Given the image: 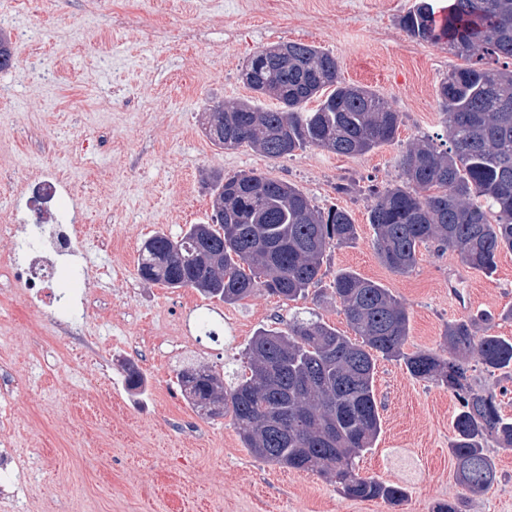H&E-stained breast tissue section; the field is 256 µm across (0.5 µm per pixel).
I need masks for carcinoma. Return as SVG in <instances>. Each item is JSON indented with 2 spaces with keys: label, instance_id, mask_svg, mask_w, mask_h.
Returning <instances> with one entry per match:
<instances>
[{
  "label": "carcinoma",
  "instance_id": "cac0c4a2",
  "mask_svg": "<svg viewBox=\"0 0 512 512\" xmlns=\"http://www.w3.org/2000/svg\"><path fill=\"white\" fill-rule=\"evenodd\" d=\"M400 25L412 38L448 45L466 64L437 90L445 143L426 137L412 144L401 159L402 183L372 192L377 254L390 271L406 274L419 247L431 244L490 274L498 254L512 251V0H454L439 21L433 5L418 0ZM241 76L258 98L217 104L206 116V135L226 149L246 144L271 159L308 146L364 155L394 141L401 123L379 93L346 82L336 56L313 45L290 42L278 61L257 50ZM270 96L279 105L260 106ZM313 100L316 107L307 108ZM211 180L209 221L176 239L148 238L138 262L143 280L226 303L259 290L295 301L320 280L326 253L357 238L347 211L323 210L264 172ZM332 294L357 339L317 319L263 329L248 347L250 375L228 390L212 371L184 368V397L209 416L231 415L256 458L315 471L352 499L398 505L405 490L360 474L356 459L380 431L376 358L401 360L413 378L446 386L458 400L450 442L458 483L470 496L485 494L497 481L489 448L512 449V417L470 372H511L512 339L478 334L482 319L467 316L444 330L448 359L430 350L407 354L409 315L388 289L340 270Z\"/></svg>",
  "mask_w": 512,
  "mask_h": 512
}]
</instances>
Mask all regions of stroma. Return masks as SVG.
<instances>
[{"label":"stroma","instance_id":"obj_1","mask_svg":"<svg viewBox=\"0 0 512 512\" xmlns=\"http://www.w3.org/2000/svg\"><path fill=\"white\" fill-rule=\"evenodd\" d=\"M415 0H0V33L11 67L0 71V254L17 252L29 221L10 186L52 175L55 208L86 225L81 244L91 300L77 336L52 337L47 311L0 277V450L27 478L0 484V512H434L455 498L449 450L459 404L446 387L413 379L402 362L377 358L381 428L358 461L361 474L406 491L401 505L345 497L318 473L254 457L231 416L206 417L184 399L186 365L233 387L246 348L262 328L294 316L350 328L332 296L338 270L374 281L409 314L405 352H441L447 324L488 318L512 338V251L494 273L461 265L456 253L421 247L411 272H391L374 249L371 189L402 182L409 144L443 130L440 81L461 58L418 42L400 16ZM311 44L335 55L344 79L384 96L399 112L394 141L357 157L310 146L269 159L224 149L205 134L206 107L250 97L241 72L260 47ZM257 170L298 186L320 208L346 210L353 244L331 248L320 281L286 302L260 291L236 303L191 288L142 280L143 242L182 235L211 213L216 171ZM208 321L214 338L200 335ZM142 372L127 390L122 365ZM498 480L464 512H512V450L494 449Z\"/></svg>","mask_w":512,"mask_h":512}]
</instances>
